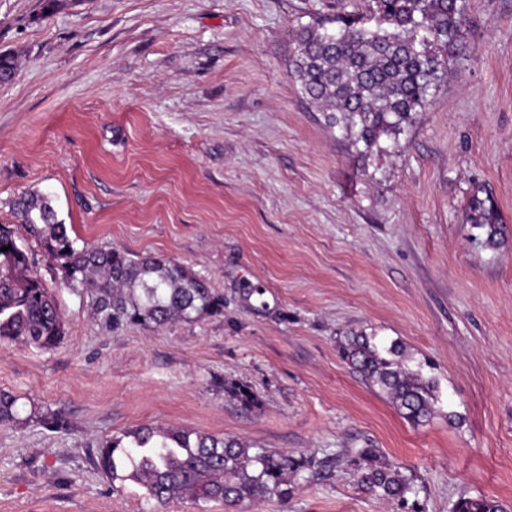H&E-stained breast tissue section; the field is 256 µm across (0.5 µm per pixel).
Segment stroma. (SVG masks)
<instances>
[{"label":"stroma","mask_w":512,"mask_h":512,"mask_svg":"<svg viewBox=\"0 0 512 512\" xmlns=\"http://www.w3.org/2000/svg\"><path fill=\"white\" fill-rule=\"evenodd\" d=\"M461 51L424 108L368 148L304 100L289 41L368 0H0V224L50 194L78 246L171 258L224 296L220 316L102 326L55 263L50 350L0 342V391L69 428L0 425V512H151L91 463L150 425L316 461L271 496L208 512H512V0H466ZM484 186L506 237L466 223ZM264 289L263 301L246 298ZM400 343L435 384L411 425L341 358L343 336ZM252 391L247 405L235 386ZM362 448L400 466L404 500L361 492Z\"/></svg>","instance_id":"stroma-1"}]
</instances>
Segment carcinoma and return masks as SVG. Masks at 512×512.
Instances as JSON below:
<instances>
[{"mask_svg":"<svg viewBox=\"0 0 512 512\" xmlns=\"http://www.w3.org/2000/svg\"><path fill=\"white\" fill-rule=\"evenodd\" d=\"M370 25L352 14L325 16L293 35L291 77L301 95L324 113L329 125L371 147L423 108L440 83L446 60L467 25L464 0H372ZM14 55L0 54V83L15 75ZM21 228L0 224V341H20L41 350L56 347L65 321L56 296L34 270L33 241L59 266L67 284L86 296L96 320L112 329L164 325L224 313V297L183 265L116 248H77L71 229L58 219L49 195L30 191L15 201ZM466 222L482 230V243H501L502 219L484 189L468 199ZM342 359L369 386L390 397L398 412L418 426L434 415V384L404 364L403 348L381 350L352 333L339 344ZM27 419L64 431L61 411L33 408ZM18 420L17 398L0 393V423ZM357 485L380 500H402L410 490L399 467L377 461L372 448L352 459ZM94 467L112 483L137 484L162 512L187 499L204 508L266 496L288 499L289 476L314 466L310 459L272 452L238 439L181 428L140 427L112 435L98 447ZM455 512H504L487 497L462 499Z\"/></svg>","mask_w":512,"mask_h":512,"instance_id":"1","label":"carcinoma"}]
</instances>
